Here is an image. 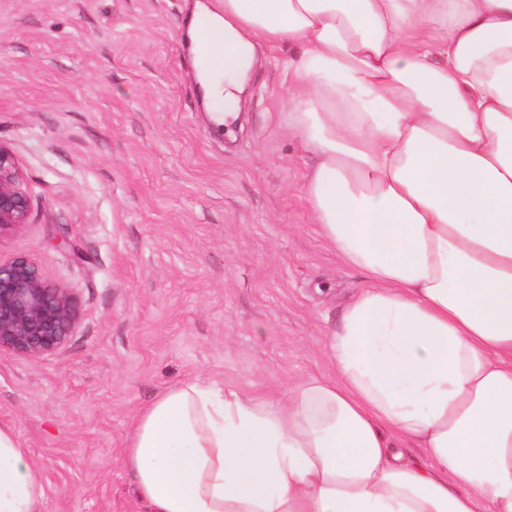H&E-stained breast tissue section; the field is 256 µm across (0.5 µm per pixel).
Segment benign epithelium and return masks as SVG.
I'll list each match as a JSON object with an SVG mask.
<instances>
[{
    "label": "benign epithelium",
    "instance_id": "obj_1",
    "mask_svg": "<svg viewBox=\"0 0 512 512\" xmlns=\"http://www.w3.org/2000/svg\"><path fill=\"white\" fill-rule=\"evenodd\" d=\"M23 172L12 151L0 144V239L28 223L29 199ZM80 321L76 294L48 284L27 255L0 260V351L40 357L68 342Z\"/></svg>",
    "mask_w": 512,
    "mask_h": 512
}]
</instances>
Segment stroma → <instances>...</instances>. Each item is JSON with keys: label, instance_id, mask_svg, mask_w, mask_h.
Segmentation results:
<instances>
[{"label": "stroma", "instance_id": "1", "mask_svg": "<svg viewBox=\"0 0 512 512\" xmlns=\"http://www.w3.org/2000/svg\"><path fill=\"white\" fill-rule=\"evenodd\" d=\"M199 2L0 0V144L30 198L0 257L32 256L81 309L55 354L0 352V425L45 512H142L123 464L140 411L198 376L268 400L330 374L328 329L367 284L311 219L285 49L265 51L243 131L212 135Z\"/></svg>", "mask_w": 512, "mask_h": 512}]
</instances>
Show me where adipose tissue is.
I'll return each mask as SVG.
<instances>
[{
    "mask_svg": "<svg viewBox=\"0 0 512 512\" xmlns=\"http://www.w3.org/2000/svg\"><path fill=\"white\" fill-rule=\"evenodd\" d=\"M193 22L221 38L199 76L218 124L261 50L298 46L304 196L370 285L329 334L333 377L276 403L196 378L142 410L143 512H512V0H217ZM0 512H44L8 427Z\"/></svg>",
    "mask_w": 512,
    "mask_h": 512,
    "instance_id": "adipose-tissue-1",
    "label": "adipose tissue"
}]
</instances>
